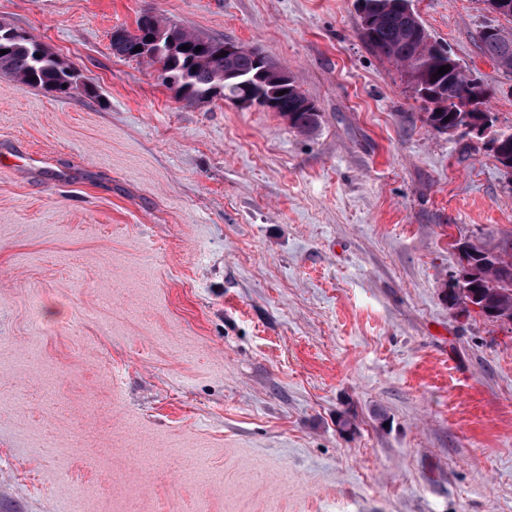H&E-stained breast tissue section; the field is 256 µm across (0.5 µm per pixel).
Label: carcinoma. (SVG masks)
Instances as JSON below:
<instances>
[{
    "label": "carcinoma",
    "instance_id": "1",
    "mask_svg": "<svg viewBox=\"0 0 512 512\" xmlns=\"http://www.w3.org/2000/svg\"><path fill=\"white\" fill-rule=\"evenodd\" d=\"M365 11L372 18L369 25L360 24L361 39L376 54L401 67L414 95L422 103L423 121L434 131L444 133L450 125L463 124L461 108L473 97L484 96L483 85L463 69L437 75L445 58L436 48L423 41L419 32L420 18L412 8V0H364ZM481 51L498 66L512 70V39L493 46L479 34ZM145 46L147 50H135ZM201 50H196V47ZM0 73L46 91L68 96L77 88L71 68L45 46L28 35L0 24ZM115 54L125 59H144L153 65L161 63L162 83L181 85L185 99L199 103L213 90L224 86V42L205 38L185 28L144 15L137 29L125 39L113 42ZM234 68L250 78L257 72L254 56L244 54L234 60ZM289 126L309 134L319 126V113L294 112ZM461 245L470 250L476 262L472 278L457 283L448 294L451 306H477L496 318L512 315V243L498 250L486 249L468 241Z\"/></svg>",
    "mask_w": 512,
    "mask_h": 512
}]
</instances>
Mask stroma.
<instances>
[{
	"label": "stroma",
	"mask_w": 512,
	"mask_h": 512,
	"mask_svg": "<svg viewBox=\"0 0 512 512\" xmlns=\"http://www.w3.org/2000/svg\"><path fill=\"white\" fill-rule=\"evenodd\" d=\"M413 7L511 130L477 35L512 20ZM144 13L288 68L317 130L115 55ZM0 22L78 79L0 74V512H512V322L447 298L456 241H512V180L422 121L355 0H0Z\"/></svg>",
	"instance_id": "1"
}]
</instances>
